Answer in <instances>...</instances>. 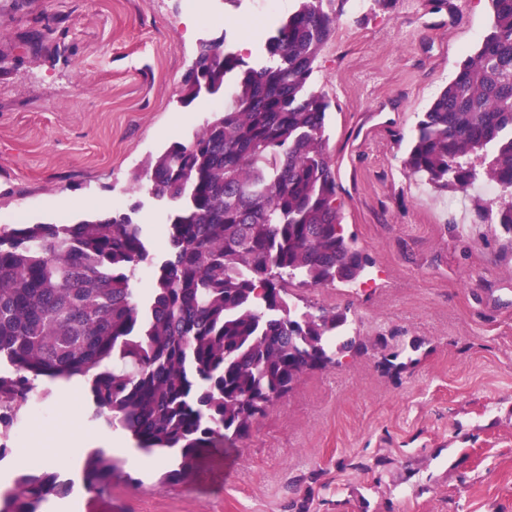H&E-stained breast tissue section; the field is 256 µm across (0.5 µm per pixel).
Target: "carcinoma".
<instances>
[{
    "mask_svg": "<svg viewBox=\"0 0 512 512\" xmlns=\"http://www.w3.org/2000/svg\"><path fill=\"white\" fill-rule=\"evenodd\" d=\"M265 29L249 65L205 41L184 103L230 90L231 104L194 140L150 163L152 193L177 203L169 251L148 299L134 280L153 263L138 206L74 224L0 226V458L33 395L80 376L94 418L146 453L179 455L161 482L185 479L198 454L245 437L301 376L364 344L348 313L290 306L285 285L351 282L370 264L345 237L326 149L330 102L312 88L322 47L349 0H297ZM474 54L417 122L404 168L436 189L498 184L496 223L512 233V0H489ZM119 460L85 459L81 485L112 490ZM55 466L27 467L0 512H41L72 494Z\"/></svg>",
    "mask_w": 512,
    "mask_h": 512,
    "instance_id": "1",
    "label": "carcinoma"
}]
</instances>
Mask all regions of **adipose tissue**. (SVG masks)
I'll return each instance as SVG.
<instances>
[{
	"mask_svg": "<svg viewBox=\"0 0 512 512\" xmlns=\"http://www.w3.org/2000/svg\"><path fill=\"white\" fill-rule=\"evenodd\" d=\"M80 448H106L115 457L127 460L134 467L143 470H154L164 466L162 456L147 454L133 448L127 441L118 436L103 437L78 429H67L56 439L50 452L54 461H62L74 454Z\"/></svg>",
	"mask_w": 512,
	"mask_h": 512,
	"instance_id": "1",
	"label": "adipose tissue"
}]
</instances>
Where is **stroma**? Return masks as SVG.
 <instances>
[{
	"label": "stroma",
	"instance_id": "35a3bbf8",
	"mask_svg": "<svg viewBox=\"0 0 512 512\" xmlns=\"http://www.w3.org/2000/svg\"><path fill=\"white\" fill-rule=\"evenodd\" d=\"M297 0H0V220L136 215L155 260L174 205L144 172L229 105L181 102L201 42L253 60V24ZM194 25H187V18ZM490 22L489 0H349L313 86L331 102L327 150L346 235L369 255L351 283H290L311 313L347 311L364 347L306 372L245 438L200 452L177 484L123 466L111 492L43 512H512V235L478 190L440 191L403 169L407 138ZM142 173L140 183L132 176ZM397 335V369L376 340ZM86 391L55 392L14 440L88 425Z\"/></svg>",
	"mask_w": 512,
	"mask_h": 512
}]
</instances>
